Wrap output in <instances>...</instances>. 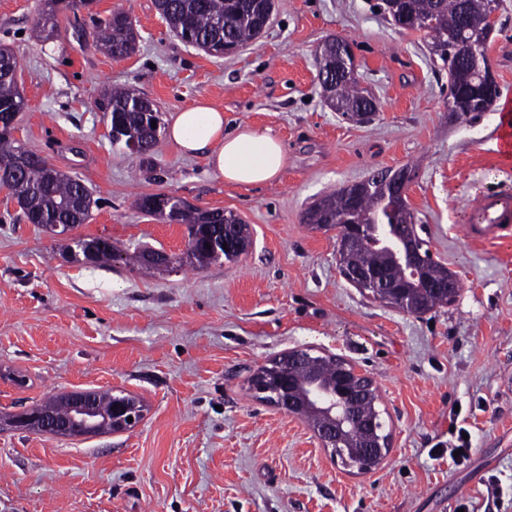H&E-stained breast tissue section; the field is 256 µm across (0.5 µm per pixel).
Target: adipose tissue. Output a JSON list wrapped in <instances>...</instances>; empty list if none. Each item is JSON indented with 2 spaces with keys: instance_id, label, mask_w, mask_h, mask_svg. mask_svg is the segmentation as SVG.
I'll return each instance as SVG.
<instances>
[{
  "instance_id": "adipose-tissue-1",
  "label": "adipose tissue",
  "mask_w": 512,
  "mask_h": 512,
  "mask_svg": "<svg viewBox=\"0 0 512 512\" xmlns=\"http://www.w3.org/2000/svg\"><path fill=\"white\" fill-rule=\"evenodd\" d=\"M167 136L186 154H204L219 178L239 186L271 182L287 163L284 145L270 129L240 125L225 130L223 111L205 101L174 113Z\"/></svg>"
}]
</instances>
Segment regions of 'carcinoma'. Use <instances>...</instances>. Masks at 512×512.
I'll return each mask as SVG.
<instances>
[{
	"label": "carcinoma",
	"mask_w": 512,
	"mask_h": 512,
	"mask_svg": "<svg viewBox=\"0 0 512 512\" xmlns=\"http://www.w3.org/2000/svg\"><path fill=\"white\" fill-rule=\"evenodd\" d=\"M93 0H44V9L37 20L39 37H52L57 15L63 11H75L88 7ZM155 7L171 30L186 45L220 56L224 45L241 47L256 38L266 14L273 12L274 0H155ZM392 21L423 20L422 29L430 40L432 59L441 61L448 69L450 85L456 95L448 98L449 115L466 118L475 112H488L494 99L479 107L462 100L466 89L480 81L482 72L472 64L469 47L488 45L493 29L483 18L485 0H400L393 5L388 0L379 4ZM96 44L114 59L130 56L138 41L132 18L124 10H116L98 23ZM458 42V48L450 51L448 44ZM17 56L0 49V114H19L25 107V99L16 80ZM330 101L342 103V115L358 123L368 122L378 110L376 99L360 87L355 76L344 77L331 88ZM101 109L109 117L110 125L121 128L122 139L117 144L128 146L133 139L138 142V154L144 156L153 151L161 129L160 112L153 101L130 89H114L103 99ZM156 126H151V122ZM18 143L8 133H0V168L6 170L0 185L8 189L22 209L30 224H51L55 221H71L83 224L89 218L97 199L92 191L80 187L76 176L57 172L48 175L47 163L35 158L24 164L15 162ZM327 209L336 224L350 220L363 225L356 252L349 256V264L360 268H381L392 281L405 283L406 294L390 306L405 311L412 302L422 303L420 313L455 302L459 289L453 287L448 294L423 290L424 281H440L448 271L443 264L430 265L419 277H411L410 263L404 254L402 240L409 233H416L415 220L409 204H399L392 198L390 189L369 178L353 187H342L317 200L305 213L307 224L317 223L321 209ZM213 210H200L192 206L179 210L177 221L186 226L192 244L180 255L173 256L178 266L188 265L203 269L215 264L232 262L239 258L234 247L214 253V246L224 236V225L213 222ZM337 361L326 356H310L307 361H295L291 370L298 387V397L308 409L309 421L325 420L328 415L314 410L312 395L327 388L330 376L336 370ZM377 395L363 397L351 406L352 418L346 419L335 413L336 428L348 448H358L369 439L361 426L362 419L377 413Z\"/></svg>",
	"instance_id": "obj_1"
}]
</instances>
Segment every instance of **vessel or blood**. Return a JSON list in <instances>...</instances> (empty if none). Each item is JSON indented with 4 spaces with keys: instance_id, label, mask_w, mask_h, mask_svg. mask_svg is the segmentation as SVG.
<instances>
[{
    "instance_id": "obj_1",
    "label": "vessel or blood",
    "mask_w": 512,
    "mask_h": 512,
    "mask_svg": "<svg viewBox=\"0 0 512 512\" xmlns=\"http://www.w3.org/2000/svg\"><path fill=\"white\" fill-rule=\"evenodd\" d=\"M474 216L464 227L467 239L494 243L512 238V194L488 192L472 203Z\"/></svg>"
}]
</instances>
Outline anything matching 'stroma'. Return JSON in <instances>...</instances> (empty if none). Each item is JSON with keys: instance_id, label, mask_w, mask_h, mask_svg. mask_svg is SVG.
Segmentation results:
<instances>
[{"instance_id": "obj_1", "label": "stroma", "mask_w": 512, "mask_h": 512, "mask_svg": "<svg viewBox=\"0 0 512 512\" xmlns=\"http://www.w3.org/2000/svg\"><path fill=\"white\" fill-rule=\"evenodd\" d=\"M376 2L275 0L260 38L214 57L182 43L154 0H98L46 41L41 0H0V47L18 58L26 103L17 136L99 200L78 236L182 253L184 225L133 205L165 192L238 215L253 239L238 261L203 270L86 266L0 188V413L93 389L147 408L116 434L0 431V512H512V239L463 237L476 197L512 191V163L496 112L450 120L447 70L422 32L391 24ZM117 8L140 35L119 61L88 19ZM332 36L350 43L377 100L370 123L325 100L316 53ZM488 54L512 102V0ZM113 86L137 89L165 121L204 99L225 128H270L287 166L270 183L234 186L164 137L142 163L108 137L97 102ZM406 165L422 237L460 282L452 305L421 316L362 295L338 273L335 232L303 221L325 192ZM292 349L371 377L390 435L379 466L343 467L304 420L250 391L249 377ZM460 428L471 451L456 464L448 442Z\"/></svg>"}]
</instances>
